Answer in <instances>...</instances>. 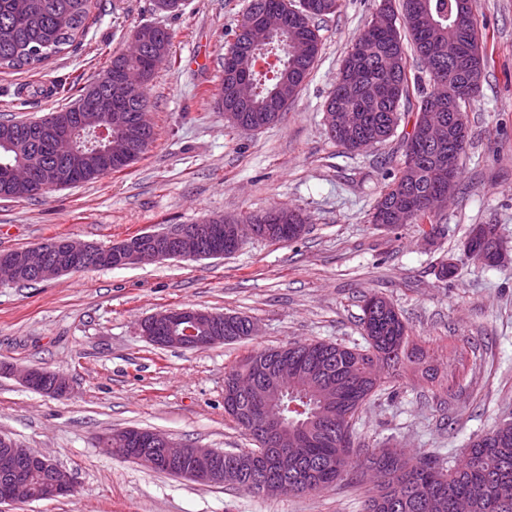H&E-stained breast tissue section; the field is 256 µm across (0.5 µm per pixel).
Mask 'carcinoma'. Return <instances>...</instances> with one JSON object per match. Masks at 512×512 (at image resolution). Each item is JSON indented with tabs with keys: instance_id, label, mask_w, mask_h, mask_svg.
Returning a JSON list of instances; mask_svg holds the SVG:
<instances>
[{
	"instance_id": "cac0c4a2",
	"label": "carcinoma",
	"mask_w": 512,
	"mask_h": 512,
	"mask_svg": "<svg viewBox=\"0 0 512 512\" xmlns=\"http://www.w3.org/2000/svg\"><path fill=\"white\" fill-rule=\"evenodd\" d=\"M98 0H30L27 14L18 15L14 0H0V69H35L76 38L84 36L89 20L94 17ZM311 10L303 18L292 14V0H250L227 53L236 57L240 71L253 84V99L249 108L255 122L266 127L277 121L281 102L295 98L310 75L320 52V35L314 19L334 14L341 0H310ZM276 10L288 17V30L277 35L264 34L258 17L265 11ZM403 23L411 38L414 52L429 75V85L445 82L448 94L465 78V69L472 65L482 70L491 64V55L480 39L476 11L464 12L460 0H402ZM461 46L463 58L448 63L442 47L448 40ZM137 58L112 57L110 64L87 87L77 100L57 111L72 114L87 93L96 89L113 95L116 82L129 74H140L151 81L150 53ZM274 54L278 70L271 83L262 81V74L246 70L250 56ZM357 62L367 78L378 85L380 92L364 101L349 92L343 81L336 82L328 103L329 112H361L363 127L349 133L350 152H362L367 147L389 139L398 126L401 101L409 96L403 40L383 28L367 27L347 51L340 72L351 62ZM150 108L146 91L120 101L125 114V129L136 135L138 114ZM43 128L26 121L0 120V199H29L26 186L6 179L7 171L17 164H28L44 172L60 166L63 161L52 153L53 132L48 118H42ZM95 132L83 130L77 159V181L86 183L112 172L128 168L126 164L104 165L96 146ZM466 151L464 147L447 144L440 149L425 147L422 159L413 168L401 167L393 174L383 197L411 203L442 188L448 180L440 171L456 173V161ZM258 235L274 242H290L306 231V219L299 215L295 224H259ZM366 345L349 347L341 343L310 341L288 344L273 350V355L295 364L300 371L312 364L323 363L330 369L345 367L348 376L336 389V404L321 408V398L299 394L302 377H296L285 403L284 415L289 424L307 419L290 409L295 402L306 410L322 409L329 422L327 433H309L301 445L265 449V460L259 472H241L239 488L256 493L259 483L267 487L265 494L286 496L307 491L320 492L336 485L343 477L363 474V469L376 465L388 475L386 485L371 496L366 512H455L459 498L473 502L474 512H512V422L494 427L474 441L460 464L448 469L424 455L407 452L392 454L384 448L377 455L357 459L354 444V421L366 402L381 389L397 369L411 361L410 336L398 310L391 306L381 310L372 320L362 317ZM246 316H234V322L224 325V341L231 342L248 335ZM254 356L247 357L228 372L225 385L255 382ZM238 425L254 440L262 431L260 419L244 420L245 411L224 408ZM293 452L297 459L287 468L281 459Z\"/></svg>"
}]
</instances>
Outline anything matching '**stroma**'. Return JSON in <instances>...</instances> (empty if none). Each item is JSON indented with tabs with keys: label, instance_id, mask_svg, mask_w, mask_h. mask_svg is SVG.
Here are the masks:
<instances>
[{
	"label": "stroma",
	"instance_id": "obj_1",
	"mask_svg": "<svg viewBox=\"0 0 512 512\" xmlns=\"http://www.w3.org/2000/svg\"><path fill=\"white\" fill-rule=\"evenodd\" d=\"M248 2L184 0L181 11L163 13L155 0H100L78 48L37 70L0 72V111L38 119L72 103L139 26L173 35L148 85L155 140L146 153L89 183L1 199L0 252L55 237L110 246L207 215L240 221L289 208L309 218L295 241L254 236L222 258L0 283V434L49 455L74 486L8 512H364L372 486L352 475L320 492L257 495L112 457L98 441L134 427L189 446L251 448L224 412L226 374L288 342L364 345L362 300L370 293L400 311L424 361L407 364L359 413L354 434L364 453L406 448L450 467L473 438L512 421V0H478V30L493 61L463 107L470 141L456 191L432 217L440 233L431 243L417 225L368 222L404 160L416 100L403 103L388 140L357 154L325 122L341 61L381 0H342L319 20L321 53L301 91L276 124L244 133L216 112L208 91ZM41 82L59 84V93L19 102L21 85ZM473 224L498 226L507 261L487 267L464 256ZM448 262L457 272L440 279ZM187 306L248 316L257 331L205 350L160 348L142 335L146 318ZM23 367L64 373L67 392L27 388L12 374Z\"/></svg>",
	"mask_w": 512,
	"mask_h": 512
}]
</instances>
